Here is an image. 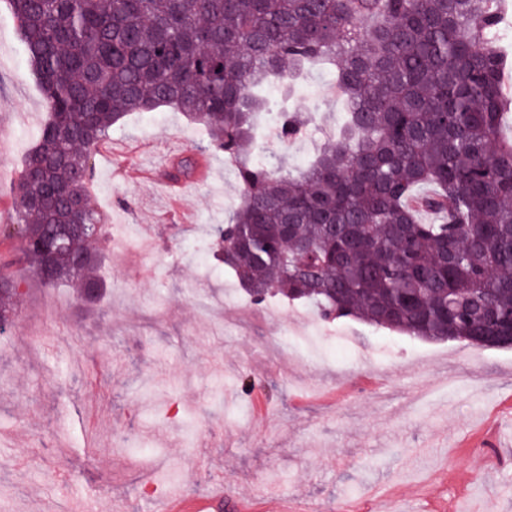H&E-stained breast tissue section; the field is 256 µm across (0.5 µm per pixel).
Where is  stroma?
<instances>
[{
    "label": "stroma",
    "mask_w": 512,
    "mask_h": 512,
    "mask_svg": "<svg viewBox=\"0 0 512 512\" xmlns=\"http://www.w3.org/2000/svg\"><path fill=\"white\" fill-rule=\"evenodd\" d=\"M310 68L294 104L315 120L266 148L298 169L342 113ZM48 108L0 0V203ZM182 113L130 115L92 155L89 204L120 225L103 251L111 288L82 306L44 286L0 234V275L20 284L0 333V512H154L224 483L246 512H512V347L429 342L306 303H254L206 244L240 202L236 170L202 152ZM202 156L206 177L164 196L156 175ZM287 335L278 354L272 337ZM263 398L267 408L255 414Z\"/></svg>",
    "instance_id": "obj_1"
}]
</instances>
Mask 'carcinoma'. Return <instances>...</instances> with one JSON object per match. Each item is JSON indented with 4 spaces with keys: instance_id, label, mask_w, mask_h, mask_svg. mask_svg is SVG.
Listing matches in <instances>:
<instances>
[{
    "instance_id": "1",
    "label": "carcinoma",
    "mask_w": 512,
    "mask_h": 512,
    "mask_svg": "<svg viewBox=\"0 0 512 512\" xmlns=\"http://www.w3.org/2000/svg\"><path fill=\"white\" fill-rule=\"evenodd\" d=\"M7 2L49 108L10 222L43 283L99 295L90 155L130 113L167 107L235 161L240 203L211 241L254 301L426 341L512 334V97L493 38L509 0ZM320 63L345 117L294 174L254 155L259 119L272 82L287 97ZM305 124L281 111L275 127L286 142Z\"/></svg>"
}]
</instances>
